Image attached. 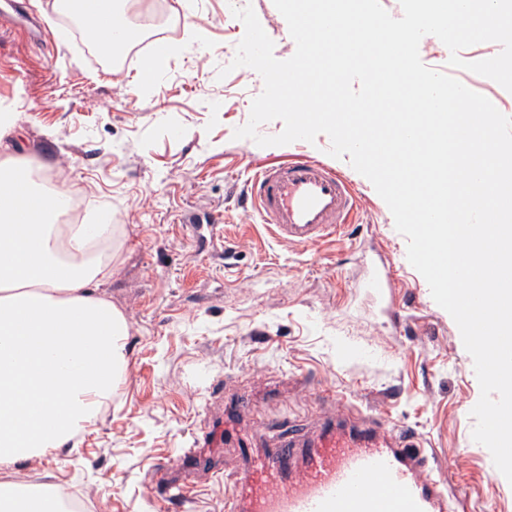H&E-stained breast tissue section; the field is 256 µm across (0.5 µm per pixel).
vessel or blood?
Wrapping results in <instances>:
<instances>
[{
	"label": "vessel or blood",
	"instance_id": "b4317fda",
	"mask_svg": "<svg viewBox=\"0 0 512 512\" xmlns=\"http://www.w3.org/2000/svg\"><path fill=\"white\" fill-rule=\"evenodd\" d=\"M246 199L278 239L310 245L337 232L359 207L352 182L334 166L295 153L259 166ZM343 425L309 441L280 432L261 456L243 455L224 512H449V495L428 467L418 436L336 402Z\"/></svg>",
	"mask_w": 512,
	"mask_h": 512
}]
</instances>
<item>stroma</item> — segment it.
<instances>
[{
    "mask_svg": "<svg viewBox=\"0 0 512 512\" xmlns=\"http://www.w3.org/2000/svg\"><path fill=\"white\" fill-rule=\"evenodd\" d=\"M248 6L275 58L292 57L273 0H170L165 32L175 49L150 85L138 80L142 43L109 71L84 33L41 41L0 30V110L16 117L0 160L28 161L54 185L78 189L84 223H95L97 207L111 210L118 251L105 291L128 325V370L96 425L77 448L23 467L22 478L80 490L96 512H223L241 460L205 446L204 422L223 418L261 451L272 445L264 424L316 431L333 391L415 432L454 512H512V483L472 438L473 359L372 183L337 159L360 207L340 235L313 245L280 242L241 205L259 163L300 150L325 162L331 145L324 134L267 147L234 139L264 88L255 70L228 67L245 33L233 11ZM419 55L512 118V92L451 67L437 37H425ZM212 214L222 224L198 239L193 221ZM383 266L395 287L365 288ZM241 395L249 406L237 407ZM185 448L197 458L165 480L191 483L196 495L164 505L153 475Z\"/></svg>",
    "mask_w": 512,
    "mask_h": 512,
    "instance_id": "1",
    "label": "stroma"
}]
</instances>
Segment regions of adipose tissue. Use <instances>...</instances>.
<instances>
[{"label": "adipose tissue", "mask_w": 512, "mask_h": 512, "mask_svg": "<svg viewBox=\"0 0 512 512\" xmlns=\"http://www.w3.org/2000/svg\"><path fill=\"white\" fill-rule=\"evenodd\" d=\"M104 46L130 39L122 0H66ZM0 161V468L78 445L126 368V319L102 288L109 224H64L71 193L18 183ZM0 481V512H46L58 487Z\"/></svg>", "instance_id": "1"}]
</instances>
